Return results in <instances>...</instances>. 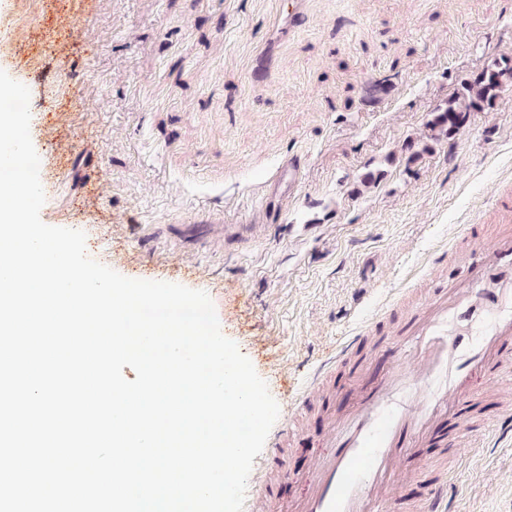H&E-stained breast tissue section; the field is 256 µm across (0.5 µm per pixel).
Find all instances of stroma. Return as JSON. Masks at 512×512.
<instances>
[{
  "mask_svg": "<svg viewBox=\"0 0 512 512\" xmlns=\"http://www.w3.org/2000/svg\"><path fill=\"white\" fill-rule=\"evenodd\" d=\"M503 55L512 0H0L42 221L125 277L208 294L280 407L279 466L256 456L249 479L284 505L326 451L322 399L294 398L345 337L364 332V358L394 334V297L462 279L449 250L512 189V81L458 135L427 126ZM474 388L458 454L427 457L450 512H512V384Z\"/></svg>",
  "mask_w": 512,
  "mask_h": 512,
  "instance_id": "35a3bbf8",
  "label": "stroma"
}]
</instances>
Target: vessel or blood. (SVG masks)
<instances>
[{"instance_id":"vessel-or-blood-1","label":"vessel or blood","mask_w":512,"mask_h":512,"mask_svg":"<svg viewBox=\"0 0 512 512\" xmlns=\"http://www.w3.org/2000/svg\"><path fill=\"white\" fill-rule=\"evenodd\" d=\"M499 219L479 233L480 247L452 251L463 280L440 283L435 296L409 309L393 338L375 348L388 361L364 374L350 337L327 368L349 363L357 399L324 434L329 454L312 465L307 496L289 512H402L396 476L422 449L455 453L477 403L473 375L491 383L512 377V193L493 201ZM420 512H447V473L422 477Z\"/></svg>"}]
</instances>
